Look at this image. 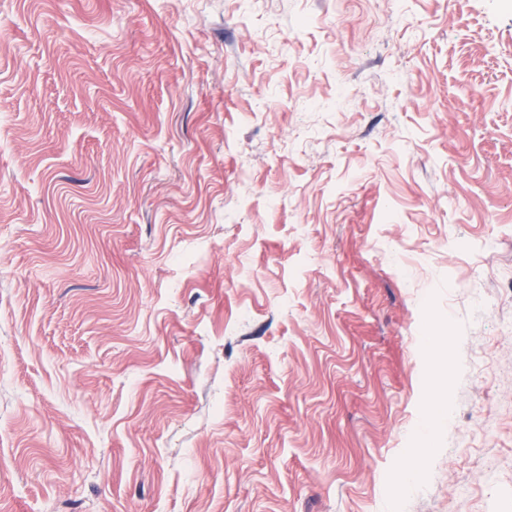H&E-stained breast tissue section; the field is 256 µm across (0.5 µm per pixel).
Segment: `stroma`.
Segmentation results:
<instances>
[{
    "label": "stroma",
    "instance_id": "obj_1",
    "mask_svg": "<svg viewBox=\"0 0 512 512\" xmlns=\"http://www.w3.org/2000/svg\"><path fill=\"white\" fill-rule=\"evenodd\" d=\"M0 512H512V0H0Z\"/></svg>",
    "mask_w": 512,
    "mask_h": 512
}]
</instances>
